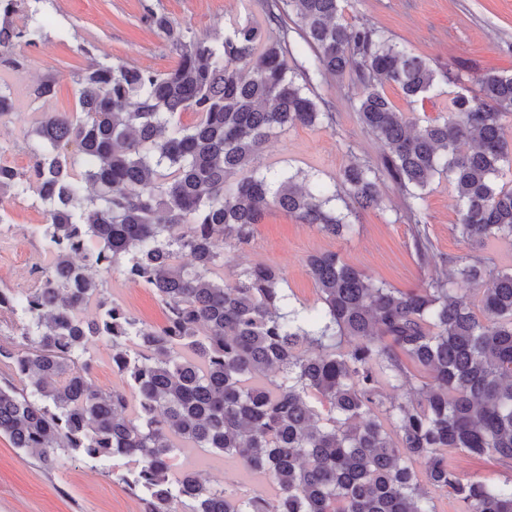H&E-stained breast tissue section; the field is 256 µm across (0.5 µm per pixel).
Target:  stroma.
I'll use <instances>...</instances> for the list:
<instances>
[{
	"label": "stroma",
	"mask_w": 512,
	"mask_h": 512,
	"mask_svg": "<svg viewBox=\"0 0 512 512\" xmlns=\"http://www.w3.org/2000/svg\"><path fill=\"white\" fill-rule=\"evenodd\" d=\"M270 2L38 0L37 9L52 20L55 29H67L70 39L62 44L54 33L48 34L38 48L24 49L27 62L23 69H0V84L10 87L15 100L13 114L0 119V161L26 169L29 134L39 113L77 110V80L86 53L158 72L176 65L177 55L147 25L146 8L168 14L203 37L237 22L265 23ZM344 18L376 25L394 43L449 72H456L463 62L474 77L488 71L512 74V0H346ZM44 76L53 79L55 93L38 99L32 90ZM313 90L334 112V124L299 125L277 134L264 145L257 167L298 172L311 182L337 184L350 163H380L385 148L360 123L357 88L346 80L320 76ZM465 90L462 84L443 83L412 103L396 86L384 88L399 111L422 121L445 114L453 98ZM380 190V207L351 215L358 231L348 239L322 234L281 210L266 211L248 243L226 250L225 280H233L245 267L269 265L281 272L295 305L314 306L318 290L308 270L309 256L336 252L364 274L409 289L428 276L445 274L446 259L466 254L467 247L455 229L457 193L447 179L435 180L426 190L425 220L439 257L431 267L420 266L415 256L404 194L387 179ZM9 210L11 224L0 235V287L27 289L36 281L35 267L50 262L42 240L33 233L45 216L28 198L13 201ZM97 278L109 298L134 317L155 327L164 324V309L151 289L116 273L101 272ZM176 466L192 467L204 479L241 493L266 495L271 491L265 480L249 476L235 463L202 448L185 449ZM0 512H142V504L118 477L105 473L97 463L76 457L49 469L0 437Z\"/></svg>",
	"instance_id": "35a3bbf8"
}]
</instances>
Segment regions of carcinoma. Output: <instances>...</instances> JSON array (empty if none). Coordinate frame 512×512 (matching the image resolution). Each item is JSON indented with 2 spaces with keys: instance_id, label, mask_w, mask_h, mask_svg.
<instances>
[{
  "instance_id": "carcinoma-1",
  "label": "carcinoma",
  "mask_w": 512,
  "mask_h": 512,
  "mask_svg": "<svg viewBox=\"0 0 512 512\" xmlns=\"http://www.w3.org/2000/svg\"><path fill=\"white\" fill-rule=\"evenodd\" d=\"M25 2L0 0L2 67H22L16 48L46 38L48 17ZM341 2L281 0L264 26L206 37L149 9L176 65L157 72L84 50L81 115L42 113L28 169L0 162V224L10 201L37 196L46 221L34 232L52 257L35 287L0 288V312L16 317L0 335V363L29 380L26 391L0 384V435L13 447L47 465L128 458L134 466L118 478L143 512H436L437 490L462 512H512V482L464 481L448 464L461 451L512 468V268L480 254L512 238V189L497 184L512 175V75L483 74L474 95L415 129L383 86L415 101L463 74L345 22ZM290 19L312 50L302 83L288 66ZM323 73L359 86L360 120L386 149L377 167L348 165L345 190L368 208L380 204L381 178L401 186L423 266L435 259L425 190L441 175L454 185L469 253L448 259V277L403 290L336 252L313 255L319 308L292 306L267 265L224 281V249L248 240L270 208L331 236L356 232L332 206L334 188L253 167L273 134L335 122L311 95ZM184 112L196 121L184 124ZM94 269L152 289L165 324H143L109 299ZM100 338L122 389L91 378L89 346ZM188 446L265 478L273 494L173 474Z\"/></svg>"
}]
</instances>
